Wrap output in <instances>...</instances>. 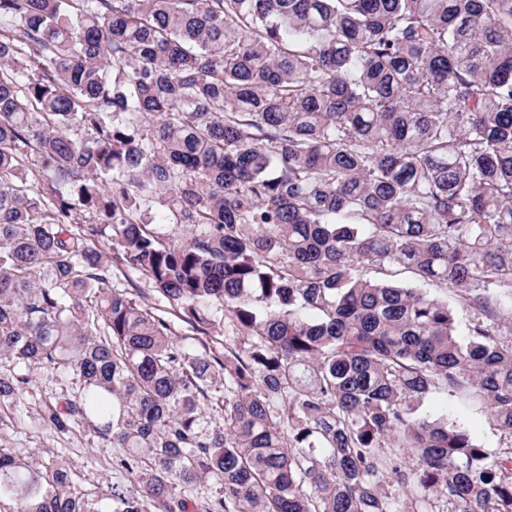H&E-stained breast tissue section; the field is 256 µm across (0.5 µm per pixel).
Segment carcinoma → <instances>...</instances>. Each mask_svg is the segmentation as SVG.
<instances>
[{"label": "carcinoma", "mask_w": 512, "mask_h": 512, "mask_svg": "<svg viewBox=\"0 0 512 512\" xmlns=\"http://www.w3.org/2000/svg\"><path fill=\"white\" fill-rule=\"evenodd\" d=\"M509 312L512 0H0V409L73 372L44 425L135 479L0 445L15 512H512V450L419 413L512 440ZM110 286L120 290L129 289L128 291L130 292H133L132 288H139L140 292L138 294L133 293L136 294L135 296H139L138 300L141 303L153 304L155 302L150 285L138 275L127 274V276L120 275L116 278L114 277ZM32 384L17 406L14 427L4 434V444L23 453L34 470L59 462L68 467L75 485L97 498L134 484L133 478L116 472L112 461L123 454V448L98 438L89 424H81L73 433L59 435L46 429L39 420L41 407L55 397L73 395L79 387L76 376L51 374L30 368ZM423 412L434 414L445 413L463 423L487 448L494 452L508 451L502 448L503 439L500 433L489 425L486 409L481 405L462 407L456 398L439 392L424 400Z\"/></svg>", "instance_id": "cac0c4a2"}]
</instances>
